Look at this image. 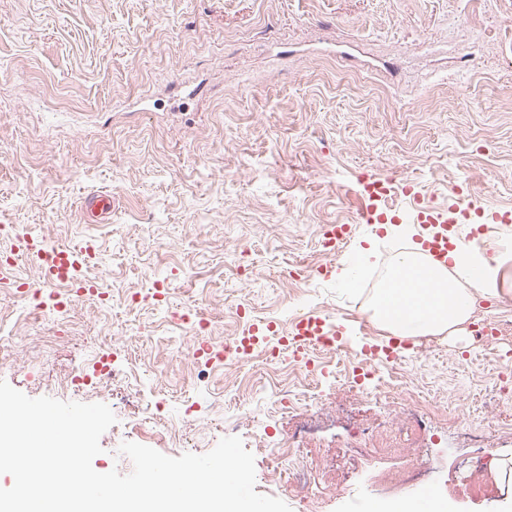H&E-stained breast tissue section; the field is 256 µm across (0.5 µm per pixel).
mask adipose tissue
Instances as JSON below:
<instances>
[{"instance_id": "ef3b65f1", "label": "adipose tissue", "mask_w": 512, "mask_h": 512, "mask_svg": "<svg viewBox=\"0 0 512 512\" xmlns=\"http://www.w3.org/2000/svg\"><path fill=\"white\" fill-rule=\"evenodd\" d=\"M511 250L512 242L492 231L479 241L454 244L447 264L438 265L433 282L424 285L417 273L428 258L413 244L388 263L369 300L374 325L409 338L461 333L479 300L493 297L503 275L502 257Z\"/></svg>"}]
</instances>
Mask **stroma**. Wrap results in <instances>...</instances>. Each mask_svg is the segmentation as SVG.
Masks as SVG:
<instances>
[{
	"label": "stroma",
	"instance_id": "35a3bbf8",
	"mask_svg": "<svg viewBox=\"0 0 512 512\" xmlns=\"http://www.w3.org/2000/svg\"><path fill=\"white\" fill-rule=\"evenodd\" d=\"M473 26L486 37L447 45L448 29ZM370 176L414 179L439 206L465 182L473 200L512 210V0H0V214L53 245L98 239L114 296L155 277L166 303L204 309L216 340L314 309L351 326L344 343L359 355L384 337L365 311L382 267L353 282L311 278L295 308L281 301L297 265L324 258L323 225L371 232L360 193ZM97 189L111 192L112 218L90 224L80 200ZM137 328L155 345L129 390L69 388ZM187 334L150 305L101 312L78 299L65 320L20 327L0 380L32 398L107 404L117 421L93 460L100 473L132 472L125 441L207 453L229 421L268 442L254 453L255 490L292 512L406 497L499 512V488L476 495L453 477L473 457L512 458V406L494 397L512 386V358L470 334L418 337L403 352L396 367L418 402L328 376L292 386L324 409L313 419L267 417L268 389L236 388V367L200 375L178 350ZM162 390L164 424L131 428L132 399ZM187 405L194 425L168 447ZM401 425L421 437L412 450L385 432ZM469 428L481 446L461 437ZM291 455L314 475L313 508L268 480ZM409 467L435 471V485L377 481Z\"/></svg>",
	"mask_w": 512,
	"mask_h": 512
}]
</instances>
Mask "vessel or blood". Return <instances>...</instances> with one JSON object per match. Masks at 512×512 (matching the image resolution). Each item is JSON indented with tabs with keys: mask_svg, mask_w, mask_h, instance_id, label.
I'll use <instances>...</instances> for the list:
<instances>
[{
	"mask_svg": "<svg viewBox=\"0 0 512 512\" xmlns=\"http://www.w3.org/2000/svg\"><path fill=\"white\" fill-rule=\"evenodd\" d=\"M392 184L389 180L370 177L364 186L366 200L364 217L367 222L382 224L388 221L390 209L385 204V197ZM468 193L466 185L458 184L450 188L448 203L444 206L430 204L416 189L414 181H406L402 194L407 208L414 211L420 224L418 241L422 249L435 261L444 260L448 252L449 237L468 241L469 234L465 226L470 214L464 200ZM84 212L87 222L98 224L104 222L112 213V196L103 190H93L84 199ZM43 263L46 278L50 281H75L74 274L80 266L81 251L69 246H53L45 240L24 235L17 237L13 247L0 253V283L11 281L12 271L18 257ZM77 290H86L84 282L75 281ZM268 325L250 324L245 332L233 342L237 355L244 356L254 348L267 344ZM342 328L336 326L329 317L319 313H308L296 318L281 342L289 355L301 363H309V353L317 344L324 341H336L343 336ZM406 339L393 336L383 339L380 345L364 349V363L373 360L391 361L397 358L399 350L407 347Z\"/></svg>",
	"mask_w": 512,
	"mask_h": 512,
	"instance_id": "vessel-or-blood-1",
	"label": "vessel or blood"
}]
</instances>
